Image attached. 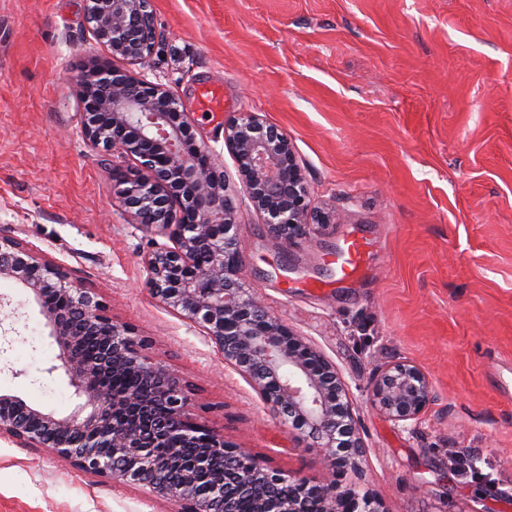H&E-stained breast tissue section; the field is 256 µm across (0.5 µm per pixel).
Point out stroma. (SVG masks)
Masks as SVG:
<instances>
[{
  "label": "stroma",
  "mask_w": 512,
  "mask_h": 512,
  "mask_svg": "<svg viewBox=\"0 0 512 512\" xmlns=\"http://www.w3.org/2000/svg\"><path fill=\"white\" fill-rule=\"evenodd\" d=\"M164 33L147 78L180 99L196 138L240 191L223 118L288 134L315 204L346 214L286 246L238 208L241 278L342 375L367 453L342 483L382 512H512V0H152ZM85 0H0V237L62 264L113 320L149 337L197 422L272 469L311 483L320 449L271 416L215 344L146 285L167 233L135 224L114 193L120 157L80 132L84 67L104 51ZM364 239L367 271L336 256ZM59 347L32 293L0 276V393L58 416L77 399L47 374ZM412 361L437 398L394 423L368 390L380 366ZM138 486L84 473L0 438V512H172ZM199 96V105L203 111L224 112V94L219 85L204 86Z\"/></svg>",
  "instance_id": "obj_1"
}]
</instances>
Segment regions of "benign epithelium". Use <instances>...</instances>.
I'll return each mask as SVG.
<instances>
[{
  "label": "benign epithelium",
  "instance_id": "benign-epithelium-1",
  "mask_svg": "<svg viewBox=\"0 0 512 512\" xmlns=\"http://www.w3.org/2000/svg\"><path fill=\"white\" fill-rule=\"evenodd\" d=\"M85 20L109 61L82 73L81 132L93 148L116 151L132 163L133 172L115 179L119 202L135 223L168 232L173 243L144 259L148 287L204 330L224 364L250 382L276 419L322 449L328 475L320 485L284 475L193 422L188 392L151 361V340L113 321L95 293L74 285L60 266L2 238L0 275L39 303L60 348L58 363L47 372L63 373L80 403L57 417L0 394V436L24 448H45L86 473L141 486L177 512H238L224 478L199 491L197 474L220 460L236 467L244 489H294L257 498L252 512H312L313 500L318 512H382L369 495L341 483L347 471H359L365 453L345 382L319 349L245 288L236 196L197 142L180 100L142 73L160 36L152 0H87ZM224 143L244 197L283 244L306 235L313 224L344 223L343 215L312 207L285 131L253 112H234L224 122ZM122 376L146 381L147 389L112 386ZM434 398L419 366L397 363L381 370L370 402L399 423L417 419Z\"/></svg>",
  "mask_w": 512,
  "mask_h": 512
}]
</instances>
